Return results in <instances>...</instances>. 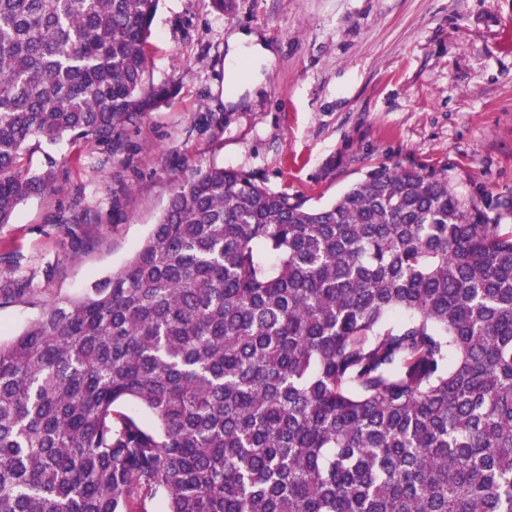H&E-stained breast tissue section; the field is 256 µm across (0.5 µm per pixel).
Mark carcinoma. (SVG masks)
<instances>
[{
  "instance_id": "carcinoma-1",
  "label": "carcinoma",
  "mask_w": 512,
  "mask_h": 512,
  "mask_svg": "<svg viewBox=\"0 0 512 512\" xmlns=\"http://www.w3.org/2000/svg\"><path fill=\"white\" fill-rule=\"evenodd\" d=\"M159 2L0 0V226L65 167L31 170L42 144L174 94L146 78ZM497 209L423 168L322 206L176 182L122 269L0 340V512H512Z\"/></svg>"
}]
</instances>
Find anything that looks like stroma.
Segmentation results:
<instances>
[{"instance_id": "stroma-1", "label": "stroma", "mask_w": 512, "mask_h": 512, "mask_svg": "<svg viewBox=\"0 0 512 512\" xmlns=\"http://www.w3.org/2000/svg\"><path fill=\"white\" fill-rule=\"evenodd\" d=\"M236 35L264 48L244 70L228 61ZM146 52L172 98L117 142L34 152L36 169L49 154L68 163L0 228V337L124 267L174 182L212 167L311 205L378 166L512 198V0H160ZM18 278L36 295L14 294Z\"/></svg>"}]
</instances>
